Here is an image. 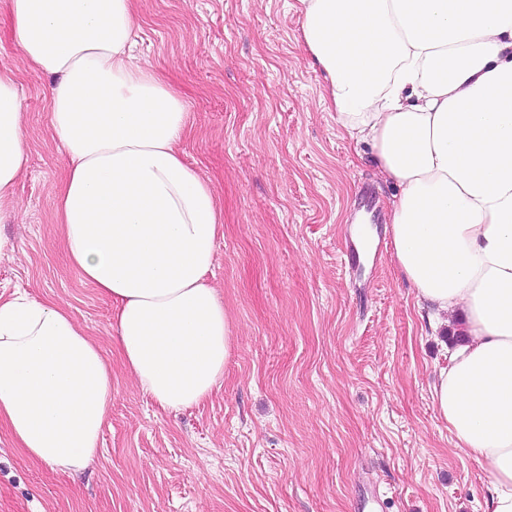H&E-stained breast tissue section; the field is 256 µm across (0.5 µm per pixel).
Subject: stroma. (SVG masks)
Here are the masks:
<instances>
[{
    "mask_svg": "<svg viewBox=\"0 0 512 512\" xmlns=\"http://www.w3.org/2000/svg\"><path fill=\"white\" fill-rule=\"evenodd\" d=\"M293 0H137L132 54L195 118L183 160L224 211L208 279L236 324L224 379L203 403L160 409L129 378L112 305L70 264L54 222L68 157L49 135L50 76L32 71L0 0V68L26 112V168L0 222V295L69 305L112 361V411L79 475L28 459L0 429V512H487L488 477L454 446L432 384L456 322L430 327L381 253L345 243L368 189L393 190L367 146L325 110Z\"/></svg>",
    "mask_w": 512,
    "mask_h": 512,
    "instance_id": "obj_1",
    "label": "stroma"
}]
</instances>
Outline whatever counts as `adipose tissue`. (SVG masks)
<instances>
[{
    "label": "adipose tissue",
    "mask_w": 512,
    "mask_h": 512,
    "mask_svg": "<svg viewBox=\"0 0 512 512\" xmlns=\"http://www.w3.org/2000/svg\"><path fill=\"white\" fill-rule=\"evenodd\" d=\"M26 64L51 76V135L69 157L55 222L83 281L112 304L123 365L159 407L209 398L233 321L207 275L217 194L179 146L181 94L127 55L136 0H9ZM325 104L396 192L393 255L464 337L432 400L456 448L512 512V0H296ZM24 111L0 70V205L27 161ZM112 366L69 306L0 298V428L69 473L99 453Z\"/></svg>",
    "instance_id": "adipose-tissue-1"
}]
</instances>
